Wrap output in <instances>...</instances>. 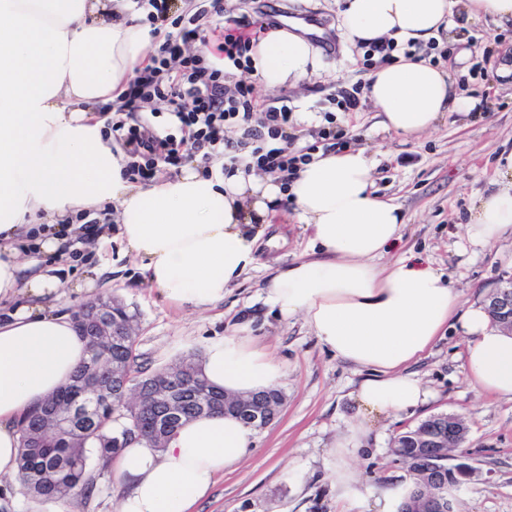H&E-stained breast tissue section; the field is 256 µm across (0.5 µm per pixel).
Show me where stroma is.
<instances>
[{
  "label": "stroma",
  "mask_w": 512,
  "mask_h": 512,
  "mask_svg": "<svg viewBox=\"0 0 512 512\" xmlns=\"http://www.w3.org/2000/svg\"><path fill=\"white\" fill-rule=\"evenodd\" d=\"M277 13L296 19L316 15L321 23L313 39L315 67L308 78L266 89L246 69H230L231 81L250 87L253 97L270 104L288 97L297 133L334 112L338 128L352 146L364 147L374 161L375 195L400 206L402 237L391 258L416 255L448 276L462 305L485 296L512 278V238L487 247L471 246L464 226L477 199L492 188L500 156L512 153V27L491 19H466L455 13L451 30L429 39L421 52L441 47L448 55L440 67L450 70L465 95L481 98L480 109L445 113L428 133L403 137L384 130L369 94L358 110H334L341 88L368 86L371 68L360 45L343 35L341 0H269ZM249 269L208 311L180 308L163 300L143 281L135 260L118 239L90 242L59 273L61 283L97 271L86 302L102 297L122 301L133 317L136 352L148 371L201 354L206 339L249 320L251 334L265 343L286 369L284 404L277 418L256 431L247 459L225 474L197 506L198 512H359L338 501L327 479L339 460L330 449L359 416L351 398L363 377L322 347L302 319L280 320L261 301L266 280L294 260L313 258L309 232L295 219L275 218ZM464 338L445 330L411 369L428 391L427 401L381 421L366 446L348 463L367 499L405 488L410 477L391 452L394 438L425 418L440 413L461 416L469 437L455 462L474 469L456 493V512H512V401L483 395L464 380ZM94 491L71 504V512H116L120 498L111 469L92 466Z\"/></svg>",
  "instance_id": "35a3bbf8"
}]
</instances>
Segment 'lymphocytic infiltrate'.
I'll return each instance as SVG.
<instances>
[{"label":"lymphocytic infiltrate","mask_w":512,"mask_h":512,"mask_svg":"<svg viewBox=\"0 0 512 512\" xmlns=\"http://www.w3.org/2000/svg\"><path fill=\"white\" fill-rule=\"evenodd\" d=\"M152 33L165 38L136 71L124 94V103L112 117V135L126 159L131 179H153L158 164L178 165L184 157L202 162L224 159L225 174L261 170L289 181L300 164L310 160L308 147L297 146L290 133L293 111L288 104L260 108L254 105L248 86L225 83V66L249 67V53L273 20L258 11L252 21L230 20L203 32L204 11L189 17L172 16L174 0H135ZM209 34L223 53V64H206L198 54L183 50L188 41ZM169 101L173 132L161 133L139 115L141 101L152 97ZM236 127L237 139H226L227 127Z\"/></svg>","instance_id":"obj_1"}]
</instances>
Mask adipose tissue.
Returning a JSON list of instances; mask_svg holds the SVG:
<instances>
[{"instance_id": "adipose-tissue-1", "label": "adipose tissue", "mask_w": 512, "mask_h": 512, "mask_svg": "<svg viewBox=\"0 0 512 512\" xmlns=\"http://www.w3.org/2000/svg\"><path fill=\"white\" fill-rule=\"evenodd\" d=\"M343 2L345 33L359 43L427 40L448 29L457 8L512 23V0ZM150 40L127 0H0V479L18 474L22 417L66 386L86 357L70 301L42 263L65 256L82 232L73 218L85 210H114L121 242L149 288L172 305L204 311L252 268L274 204L290 201L318 256L274 275L264 302L282 320L301 318L326 350L366 373L353 395L361 421L332 454L353 453L375 421L425 402L410 366L451 322L466 338L470 384L512 400V333L494 325L484 306L460 309L456 290L430 264L411 256L386 261L404 218L371 193L365 149L315 152L285 186L266 174L220 177L192 166L149 184L126 178L95 112L121 102ZM251 60L270 89L305 79L314 65L310 42L282 27L267 31ZM370 97L383 127L405 137L480 104L425 60L379 67ZM496 184L470 213L471 245L512 232V153ZM41 212L46 228L20 239ZM199 368L232 395L277 388L284 377L244 322L206 341ZM253 434L235 416L214 414L185 422L159 449L129 441L112 460L124 490L119 512H193L244 461Z\"/></svg>"}]
</instances>
